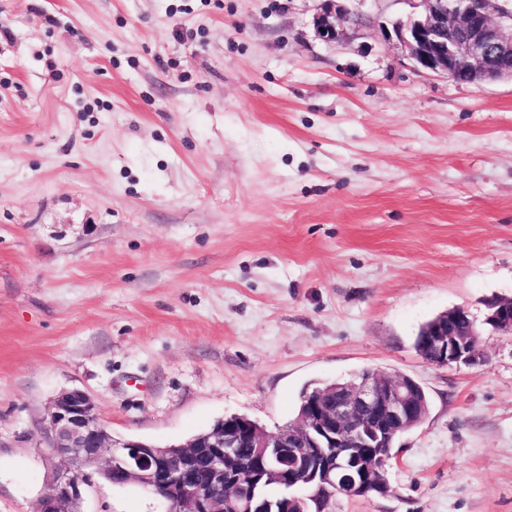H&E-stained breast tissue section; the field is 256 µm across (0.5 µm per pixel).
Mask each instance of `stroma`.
<instances>
[{
    "mask_svg": "<svg viewBox=\"0 0 512 512\" xmlns=\"http://www.w3.org/2000/svg\"><path fill=\"white\" fill-rule=\"evenodd\" d=\"M0 0V512H35L50 401L112 436L266 429L307 385L416 379L387 495L333 512H512V82L421 73L415 0ZM455 307L486 362L413 347ZM85 512H171L92 476ZM339 1L344 0H324L326 7L313 19L318 36L326 43L340 40L344 34L345 20H352L353 24L359 21L358 16H352L342 5L336 4ZM486 306L485 324L497 332L512 335V299L491 298Z\"/></svg>",
    "mask_w": 512,
    "mask_h": 512,
    "instance_id": "1",
    "label": "stroma"
}]
</instances>
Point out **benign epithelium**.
I'll use <instances>...</instances> for the list:
<instances>
[{
  "mask_svg": "<svg viewBox=\"0 0 512 512\" xmlns=\"http://www.w3.org/2000/svg\"><path fill=\"white\" fill-rule=\"evenodd\" d=\"M313 19L327 43L340 40L344 22L356 24L338 0ZM423 12L392 25L415 68L444 75L457 84L512 81V8L492 0H418ZM485 323L512 335V299L491 298ZM419 350L436 366L479 367L485 363L479 330L469 312L454 308L430 321L420 333ZM421 386L412 378L375 372L318 395L296 423L268 431L244 418L220 421L173 453L144 441L114 438L100 422L93 399L80 389L65 390L52 402L37 447L67 463L53 468L37 512H83L82 485L94 470L116 486L135 485L171 504L175 512H269L257 488L241 482L224 491L233 467L259 469L267 480L293 485L306 473L307 492L284 499L280 512H322L338 496L388 492L387 473L398 454L395 437L424 421ZM251 437V458L236 459L243 435Z\"/></svg>",
  "mask_w": 512,
  "mask_h": 512,
  "instance_id": "benign-epithelium-1",
  "label": "benign epithelium"
}]
</instances>
